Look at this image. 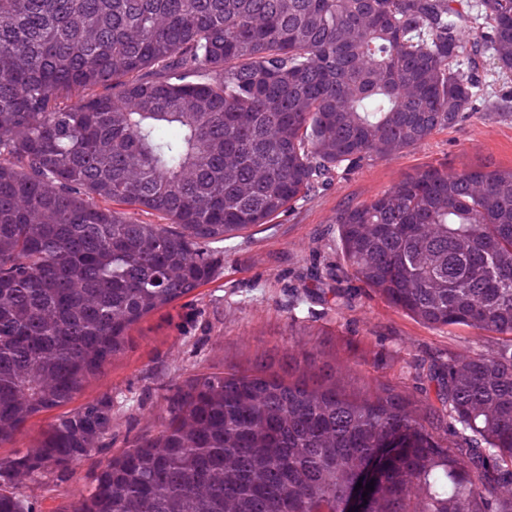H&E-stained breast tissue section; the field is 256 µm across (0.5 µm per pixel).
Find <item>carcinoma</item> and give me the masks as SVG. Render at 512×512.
<instances>
[{
	"label": "carcinoma",
	"mask_w": 512,
	"mask_h": 512,
	"mask_svg": "<svg viewBox=\"0 0 512 512\" xmlns=\"http://www.w3.org/2000/svg\"><path fill=\"white\" fill-rule=\"evenodd\" d=\"M456 2L0 0V446L210 283L212 244L473 111ZM480 6L511 71L512 0ZM336 224L315 291L352 306L342 273L497 346L397 382L325 346L194 373L61 512H512V167L427 165ZM111 432L107 395L55 415L0 458V512Z\"/></svg>",
	"instance_id": "obj_1"
}]
</instances>
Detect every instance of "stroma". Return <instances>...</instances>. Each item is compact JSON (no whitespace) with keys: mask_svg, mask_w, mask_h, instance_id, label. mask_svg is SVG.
<instances>
[{"mask_svg":"<svg viewBox=\"0 0 512 512\" xmlns=\"http://www.w3.org/2000/svg\"><path fill=\"white\" fill-rule=\"evenodd\" d=\"M477 29L465 37L464 71L479 81L481 105L456 126L437 130L422 145L338 176L274 222L216 243L223 260L216 278L173 308L148 317L132 332L133 347L85 385L79 400L112 398V434L72 474L48 472L19 485L31 512H58L88 494L100 461L124 448L164 414V388L177 377L227 365L248 366L261 355L309 350L331 340L349 360L399 355L386 375L400 376L402 362L449 348L485 352L490 338L463 328H429L383 299L363 293L348 309L336 308L303 284L336 261V214L387 192L425 165L449 171L512 167V73L500 71Z\"/></svg>","mask_w":512,"mask_h":512,"instance_id":"obj_1","label":"stroma"}]
</instances>
